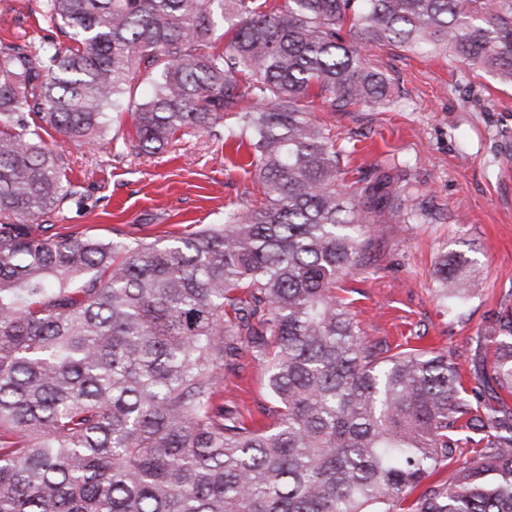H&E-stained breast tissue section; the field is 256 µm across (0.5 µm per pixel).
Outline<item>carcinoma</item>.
<instances>
[{
	"label": "carcinoma",
	"mask_w": 512,
	"mask_h": 512,
	"mask_svg": "<svg viewBox=\"0 0 512 512\" xmlns=\"http://www.w3.org/2000/svg\"><path fill=\"white\" fill-rule=\"evenodd\" d=\"M0 39V512H512V317L466 387L448 355L371 342L337 285L399 178L348 165L313 115L391 102L372 47L442 53L512 88V0H36ZM224 24L223 45L213 38ZM135 106L120 154L186 129L248 139L262 201L166 242L45 232L75 199L67 155ZM461 315L475 277L440 255ZM265 362L271 422L221 383ZM473 456L462 458L463 449ZM448 482L411 494L445 462ZM28 0H0V38H11L26 31L29 35L45 36L57 43L67 42L63 35L55 30H37V19L29 16L23 4ZM36 23V25H35Z\"/></svg>",
	"instance_id": "1"
}]
</instances>
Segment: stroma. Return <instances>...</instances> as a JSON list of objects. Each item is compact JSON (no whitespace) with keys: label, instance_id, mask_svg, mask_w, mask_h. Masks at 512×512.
<instances>
[{"label":"stroma","instance_id":"1","mask_svg":"<svg viewBox=\"0 0 512 512\" xmlns=\"http://www.w3.org/2000/svg\"><path fill=\"white\" fill-rule=\"evenodd\" d=\"M368 59L394 82L395 100L317 117L356 139L354 163L367 175L406 171L426 214L408 222L379 216L367 267L345 280L342 296L371 340L450 354L467 376L491 357L476 350L475 336L512 312V88L451 58L400 47L371 48ZM108 128L94 146L55 131L45 137L68 154L83 197L60 215L57 232L150 242L218 223L225 208L257 197L248 146L189 130L162 153L120 156L117 140L134 133L131 115L111 118ZM446 251L473 260L481 279L459 318L434 293V265ZM241 364L243 382L225 381L224 404L265 423L271 399L262 367L247 357Z\"/></svg>","mask_w":512,"mask_h":512}]
</instances>
